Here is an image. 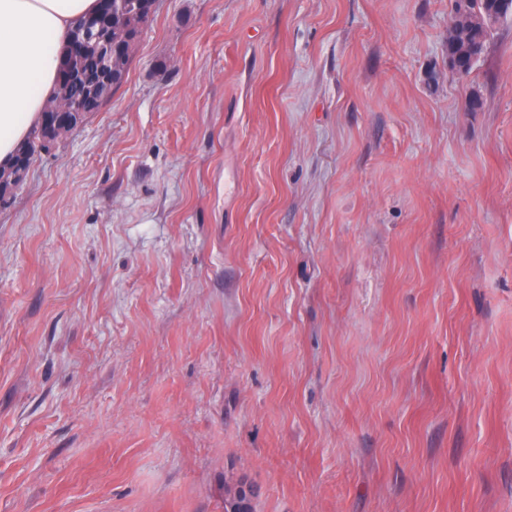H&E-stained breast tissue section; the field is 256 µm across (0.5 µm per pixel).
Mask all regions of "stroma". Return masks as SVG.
<instances>
[{
	"label": "stroma",
	"mask_w": 512,
	"mask_h": 512,
	"mask_svg": "<svg viewBox=\"0 0 512 512\" xmlns=\"http://www.w3.org/2000/svg\"><path fill=\"white\" fill-rule=\"evenodd\" d=\"M156 0L0 205V512H512V19ZM113 0H110L112 15V39L101 35L97 38V55L103 63V68L109 71V65L112 64V83L109 84L106 91H85L84 85H71L69 88L70 105L77 112H70L68 119L77 121L82 115L100 111L103 106L112 98V93L123 83L131 59L132 51L121 47L120 43L125 42L122 39V26L120 16L117 15L116 5L113 6ZM112 43L115 48L112 50ZM455 26L463 35L448 44L451 68L468 74L485 52L491 37V27L500 20L512 18V0H454ZM508 7L501 9L502 3ZM493 20L492 22H490Z\"/></svg>",
	"instance_id": "obj_1"
}]
</instances>
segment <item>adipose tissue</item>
<instances>
[{"mask_svg":"<svg viewBox=\"0 0 512 512\" xmlns=\"http://www.w3.org/2000/svg\"><path fill=\"white\" fill-rule=\"evenodd\" d=\"M97 0H0V165L40 123L75 22Z\"/></svg>","mask_w":512,"mask_h":512,"instance_id":"adipose-tissue-1","label":"adipose tissue"}]
</instances>
